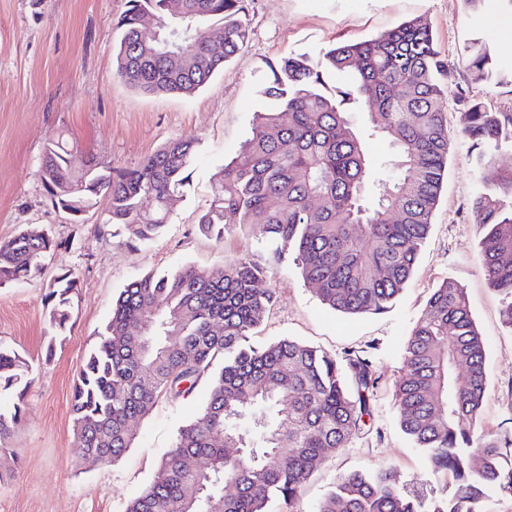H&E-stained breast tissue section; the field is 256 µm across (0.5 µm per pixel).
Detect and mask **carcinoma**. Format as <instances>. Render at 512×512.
I'll return each instance as SVG.
<instances>
[{
  "instance_id": "carcinoma-1",
  "label": "carcinoma",
  "mask_w": 512,
  "mask_h": 512,
  "mask_svg": "<svg viewBox=\"0 0 512 512\" xmlns=\"http://www.w3.org/2000/svg\"><path fill=\"white\" fill-rule=\"evenodd\" d=\"M113 45L117 75L147 95H192L243 50L248 23L242 0H128ZM161 28L144 30L142 18ZM222 21L221 51L205 29ZM482 81L502 75L487 48L464 49ZM266 105L235 156L215 173L211 199L198 219L217 241L233 229L276 247L320 302L348 316L380 314L410 286L431 230L448 170L445 61L428 23L405 21L376 37L333 45L313 59L289 55L268 64ZM345 75L341 86L332 76ZM463 106L460 135L471 143L480 186L474 228L488 285L502 298V323L512 330V112L478 99ZM384 138L390 154L372 156L369 140ZM196 139H173L133 169H110L108 180L60 197L52 205L81 211L108 201L106 223L139 243L170 221V200L189 184ZM44 157L55 178L77 182L69 144L49 143ZM150 194L154 206L140 207ZM66 242L22 232L0 242V286L25 282L44 257ZM268 269L246 251L223 267L187 266L149 272L121 289L100 340L87 354L72 392L74 436L85 457L116 462L131 447V423L159 399H176L208 381L209 399L180 426L151 483L126 512H288L325 449L347 447L366 434L380 375L358 353L336 358L298 340L261 346L250 338L276 302L258 283ZM77 290L71 272L46 288L56 330L66 329ZM487 343L465 289L445 277L432 292L402 350L394 385L401 431L442 484V494L406 489L394 470L342 473L317 512H487L494 497L512 499V435L485 432L481 416L488 374ZM29 365L0 341V454L24 417ZM239 449L236 455L227 447ZM197 457L209 467L191 466Z\"/></svg>"
}]
</instances>
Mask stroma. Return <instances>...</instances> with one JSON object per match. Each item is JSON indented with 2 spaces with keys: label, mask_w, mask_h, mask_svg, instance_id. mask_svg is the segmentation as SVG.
I'll return each instance as SVG.
<instances>
[{
  "label": "stroma",
  "mask_w": 512,
  "mask_h": 512,
  "mask_svg": "<svg viewBox=\"0 0 512 512\" xmlns=\"http://www.w3.org/2000/svg\"><path fill=\"white\" fill-rule=\"evenodd\" d=\"M127 0H0V241L20 232L50 231L65 248L43 259L33 280L0 287V341L30 364L25 419L7 440L15 457H0V512H125L151 482L177 429L204 404L208 386L178 400L160 399L132 425L134 440L116 463L83 456L69 412L74 381L98 342L112 303L130 281L150 271L186 265L223 266L248 249L269 270L265 287L276 303L261 327L262 340L292 338L342 356L368 351L380 380L370 434L328 450L291 506L316 512L336 477L392 466L402 484L436 487L437 480L400 430L394 382L412 325L432 288L452 277L467 291L472 315L487 341L484 427L512 431V332L501 300L479 264L472 201L478 191L474 155L466 140L453 143L444 191L423 244L410 288L379 315L346 316L323 306L290 260L238 234L215 241L198 229L214 173L233 157L262 105L268 62L291 53L318 54L341 41H361L416 17L427 20L446 62L449 93L465 91L500 112H512V84L475 80L462 59L466 43H486L512 67V12L487 0L474 14L465 0H243L249 40L238 58L194 95H145L125 84L113 66L114 25ZM68 136L75 161L87 155L115 169L139 166L174 138L200 142L189 185L172 207L160 236L140 244L95 208L71 223L51 204L40 178L48 143ZM79 281L70 321L56 334L44 307L50 281L64 272Z\"/></svg>",
  "instance_id": "35a3bbf8"
}]
</instances>
